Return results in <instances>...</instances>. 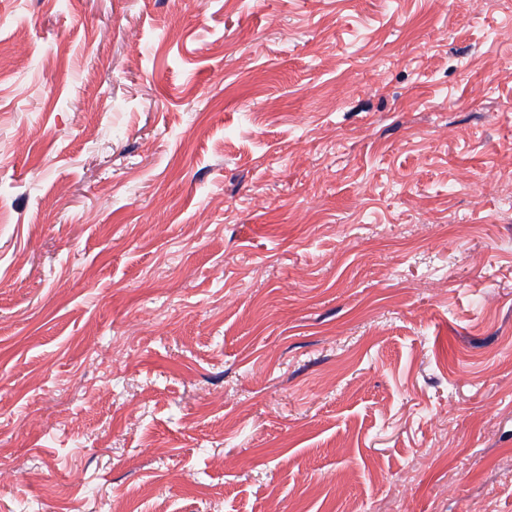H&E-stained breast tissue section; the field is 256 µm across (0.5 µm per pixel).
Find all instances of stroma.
<instances>
[{"instance_id":"1","label":"stroma","mask_w":512,"mask_h":512,"mask_svg":"<svg viewBox=\"0 0 512 512\" xmlns=\"http://www.w3.org/2000/svg\"><path fill=\"white\" fill-rule=\"evenodd\" d=\"M117 501L512 512V0H0V512Z\"/></svg>"}]
</instances>
